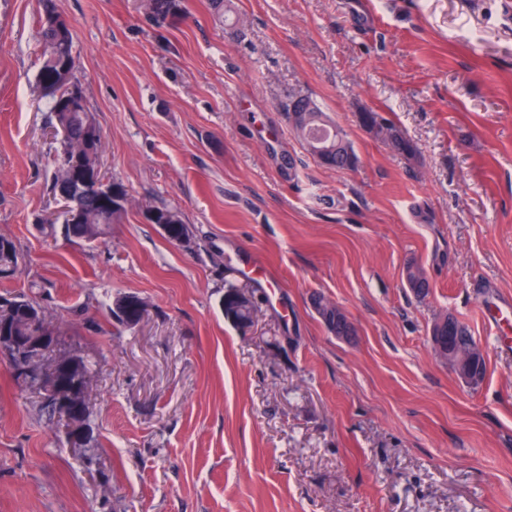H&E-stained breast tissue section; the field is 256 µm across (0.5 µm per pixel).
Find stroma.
<instances>
[{"label":"stroma","mask_w":512,"mask_h":512,"mask_svg":"<svg viewBox=\"0 0 512 512\" xmlns=\"http://www.w3.org/2000/svg\"><path fill=\"white\" fill-rule=\"evenodd\" d=\"M53 4L131 205L94 243L41 231L64 222L43 2L0 0V235L20 254L0 294L39 283L99 363L96 444L73 448L0 362V512H512V0H230L226 24L212 0L163 24L141 0ZM291 95L346 132L355 170L307 151ZM156 205L191 247L145 220ZM230 283L258 301L244 331ZM124 294L146 312L119 330ZM446 313L483 350L479 387L435 352ZM362 112L360 114V122L364 128H366L370 133H372L375 137L381 139L386 142L390 147L399 154H410L413 152V147L410 141L403 135L398 126L389 120L388 118L382 116L378 112H366V115ZM372 123V127L368 128V122ZM377 126V129H374V126ZM394 130H398L403 135L402 144L394 145L388 138V134ZM237 288L238 287L235 285H228L224 291V298L221 301V306L224 310V317L227 321L240 330H246L253 323V319L251 318L250 308L248 306L233 305V298L238 290Z\"/></svg>","instance_id":"1"}]
</instances>
